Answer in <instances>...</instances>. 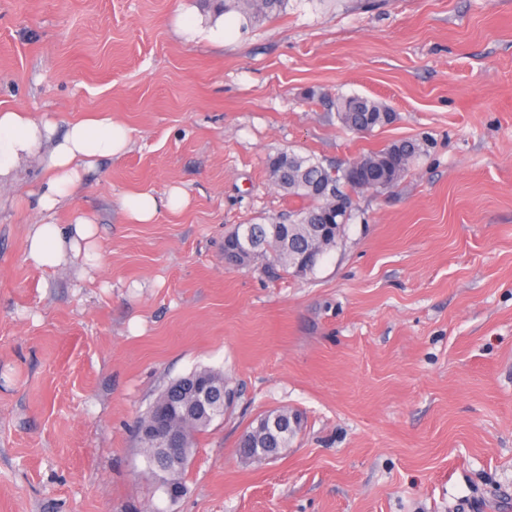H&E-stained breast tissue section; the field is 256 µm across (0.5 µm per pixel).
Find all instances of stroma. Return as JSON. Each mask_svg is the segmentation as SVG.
<instances>
[{"instance_id": "35a3bbf8", "label": "stroma", "mask_w": 512, "mask_h": 512, "mask_svg": "<svg viewBox=\"0 0 512 512\" xmlns=\"http://www.w3.org/2000/svg\"><path fill=\"white\" fill-rule=\"evenodd\" d=\"M341 94L397 120L353 134ZM10 108L106 115L131 144L54 215L94 222L87 271L27 257L37 161L0 187V512H512V0H288L220 36L201 0H0ZM407 138L425 155L359 194L312 273L225 265L236 225L299 205L270 155L342 166ZM174 187L182 211L126 217L125 194ZM203 367L236 399L172 502L133 425ZM280 408L291 447L241 458ZM274 421L277 430L272 426ZM299 428L298 415L292 414L288 409L267 412L253 421L242 433L238 442V452L241 457V448H277L280 452V448H288Z\"/></svg>"}]
</instances>
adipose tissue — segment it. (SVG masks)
Masks as SVG:
<instances>
[{"label": "adipose tissue", "instance_id": "1", "mask_svg": "<svg viewBox=\"0 0 512 512\" xmlns=\"http://www.w3.org/2000/svg\"><path fill=\"white\" fill-rule=\"evenodd\" d=\"M130 143L128 130L111 117L89 118L60 128L51 119L35 120L20 110H0V178H14L26 159L39 158L48 174L38 198L41 223L31 225L27 235L28 256L41 268H56L78 260L95 267L96 226L83 214L71 223L53 221L55 210L74 194L84 172L100 160L123 154ZM187 194L178 188L162 196L132 193L122 207L133 222L151 223L159 211L187 205Z\"/></svg>", "mask_w": 512, "mask_h": 512}]
</instances>
